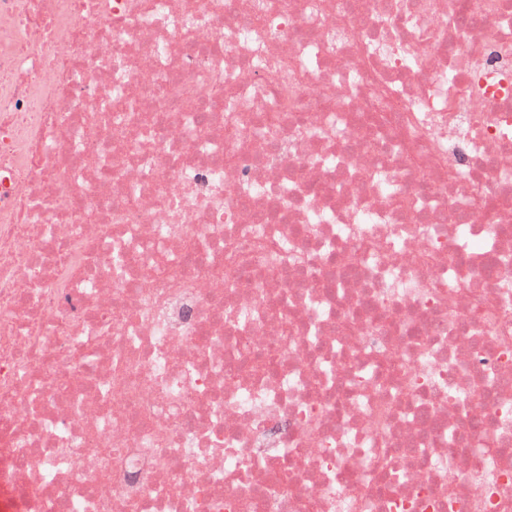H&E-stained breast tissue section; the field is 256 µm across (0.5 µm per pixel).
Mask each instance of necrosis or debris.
<instances>
[{
    "instance_id": "necrosis-or-debris-1",
    "label": "necrosis or debris",
    "mask_w": 512,
    "mask_h": 512,
    "mask_svg": "<svg viewBox=\"0 0 512 512\" xmlns=\"http://www.w3.org/2000/svg\"><path fill=\"white\" fill-rule=\"evenodd\" d=\"M0 512H512V0H0Z\"/></svg>"
}]
</instances>
